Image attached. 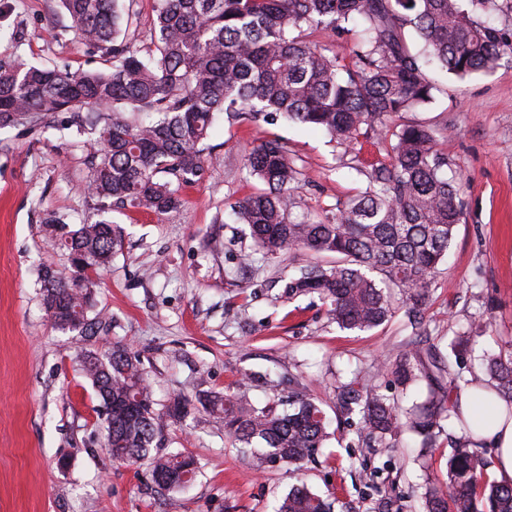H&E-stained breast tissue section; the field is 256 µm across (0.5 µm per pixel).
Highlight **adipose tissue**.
<instances>
[{
  "instance_id": "1",
  "label": "adipose tissue",
  "mask_w": 512,
  "mask_h": 512,
  "mask_svg": "<svg viewBox=\"0 0 512 512\" xmlns=\"http://www.w3.org/2000/svg\"><path fill=\"white\" fill-rule=\"evenodd\" d=\"M457 408L464 415H483L485 441L491 450L492 473L500 480H512V420H506L500 409L475 403L469 395H460Z\"/></svg>"
}]
</instances>
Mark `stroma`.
I'll return each mask as SVG.
<instances>
[{"label": "stroma", "mask_w": 512, "mask_h": 512, "mask_svg": "<svg viewBox=\"0 0 512 512\" xmlns=\"http://www.w3.org/2000/svg\"><path fill=\"white\" fill-rule=\"evenodd\" d=\"M155 7L156 0H124L130 19L122 36L143 54L153 47ZM15 53L72 70L107 66L70 30L58 0H0V58ZM431 78L439 86L433 102L400 120L442 133L464 215L420 327L399 307L377 328L340 331L317 295L285 293L304 255L264 257L230 217L259 187L242 162L262 140L287 142L301 172L302 210L320 220L365 190L373 165L386 161L376 140L343 146L281 119L222 116L206 142L204 170L181 190L177 209L114 213L123 243L93 277L95 308L108 326L92 348L123 345L138 355L160 404L239 384L262 403L268 374L303 382L329 422L331 437L314 460L260 473L225 439L223 424L193 410L161 438L162 447L199 462L195 482L181 492L154 488L147 464L112 459L100 400L79 369L82 346L42 309L38 264L70 266L47 219L96 217L83 191L93 138L64 128L60 115L34 128L0 127V512H274L301 484L333 501L335 512H378L383 499L392 512H423L426 488L446 475V436L432 448L407 433L393 447H366L356 426L337 416L336 388L361 376L396 395L382 363L409 353L418 335L445 352L455 336L483 325L464 359L468 370L483 354L512 348V65L464 80L444 72Z\"/></svg>", "instance_id": "stroma-1"}]
</instances>
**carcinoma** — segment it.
I'll use <instances>...</instances> for the list:
<instances>
[{"label":"carcinoma","instance_id":"cac0c4a2","mask_svg":"<svg viewBox=\"0 0 512 512\" xmlns=\"http://www.w3.org/2000/svg\"><path fill=\"white\" fill-rule=\"evenodd\" d=\"M70 28L102 50L106 70L70 71L37 65L21 55L0 59V126L36 127L58 113L77 131L96 135L87 195L99 219L70 228L53 218L56 239L69 251L63 272L40 269L43 305L52 324L88 339L101 326L92 311L91 274L121 247L111 218L117 209L164 214L179 191L203 170L205 142L217 115H279L351 143L374 135L390 162L372 168L368 187L336 203L332 220L293 218L301 208L299 175L288 143L262 142L245 159L248 175L265 189L233 206L235 223L249 228L266 256L333 254L309 261L288 280V297L315 293L327 318L342 331H368L406 306L419 319L432 275L448 253L463 217L459 187L448 181V154L438 133L420 124L392 130L388 121L429 104L437 85L424 67L435 65L463 80L492 72L512 58V34L482 19L512 12V0H157L154 50L142 57L121 39L119 0H60ZM322 29L355 38L353 65L293 32ZM420 40L409 47L405 30ZM470 341L458 336L445 356L429 343L386 365L407 388L433 368L448 384L402 407L369 382L337 387L336 405L360 416L369 447H391L407 430L431 448L443 422L456 416L448 438L447 479L427 487L426 512H512V483L488 476L479 427L455 411L451 396L465 390L490 406L505 403L512 417V351L486 359V379L455 369ZM83 375L104 407L103 444L112 459L151 467L152 482L174 492L196 478L197 461L166 452L156 439L168 421L187 413L177 396L154 402L139 357L123 346L80 354ZM205 408L224 422V436L257 471L310 460L328 437L326 415L304 386L264 404L239 388L212 395ZM277 512H333L329 500L297 485Z\"/></svg>","mask_w":512,"mask_h":512}]
</instances>
